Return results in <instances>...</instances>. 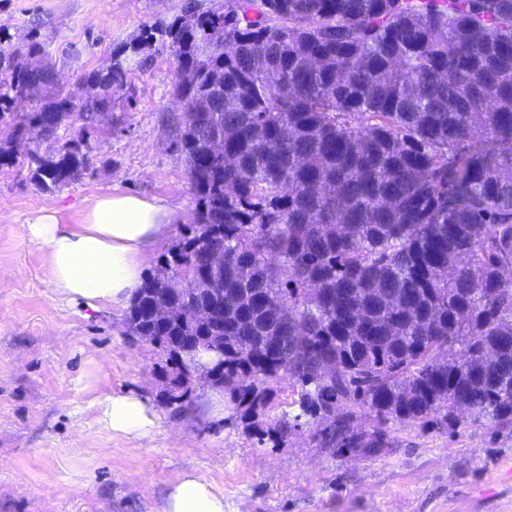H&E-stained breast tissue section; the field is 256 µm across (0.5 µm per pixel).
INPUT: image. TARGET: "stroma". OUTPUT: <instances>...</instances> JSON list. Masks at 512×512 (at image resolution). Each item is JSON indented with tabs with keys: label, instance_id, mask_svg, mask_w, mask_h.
I'll list each match as a JSON object with an SVG mask.
<instances>
[{
	"label": "stroma",
	"instance_id": "35a3bbf8",
	"mask_svg": "<svg viewBox=\"0 0 512 512\" xmlns=\"http://www.w3.org/2000/svg\"><path fill=\"white\" fill-rule=\"evenodd\" d=\"M190 0H0L10 48L36 36L61 86L108 66L144 26L171 20ZM173 58L161 49L133 64L112 126L94 136L93 165L46 192L0 166V512H161L168 484L185 472L224 494V512H512V428L430 421L390 424L377 455L322 448L306 420L280 444L259 442L243 423L206 414L210 388L195 386L178 410L162 397V354L131 332L126 310L71 307L49 286V254L28 220L53 208L79 223L98 197L126 192L167 198L181 216L147 259L190 224L196 196L168 123ZM136 391L162 416L137 442L103 430L93 396Z\"/></svg>",
	"mask_w": 512,
	"mask_h": 512
}]
</instances>
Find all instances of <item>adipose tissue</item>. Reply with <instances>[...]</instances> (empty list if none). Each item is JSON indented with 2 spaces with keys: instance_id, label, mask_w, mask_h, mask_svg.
Wrapping results in <instances>:
<instances>
[{
  "instance_id": "1",
  "label": "adipose tissue",
  "mask_w": 512,
  "mask_h": 512,
  "mask_svg": "<svg viewBox=\"0 0 512 512\" xmlns=\"http://www.w3.org/2000/svg\"><path fill=\"white\" fill-rule=\"evenodd\" d=\"M178 218L177 207L167 199L111 193L97 198L80 223H61L56 210L45 209L28 222L27 231L48 247L55 294L66 304L97 310L133 300L147 258ZM93 405L103 429L132 441L160 425L156 407L135 392L98 397ZM161 512H224V496L187 472L168 485Z\"/></svg>"
}]
</instances>
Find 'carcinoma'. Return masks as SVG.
Returning <instances> with one entry per match:
<instances>
[{
	"instance_id": "cac0c4a2",
	"label": "carcinoma",
	"mask_w": 512,
	"mask_h": 512,
	"mask_svg": "<svg viewBox=\"0 0 512 512\" xmlns=\"http://www.w3.org/2000/svg\"><path fill=\"white\" fill-rule=\"evenodd\" d=\"M159 42L197 205L127 321L168 353L181 393L166 402L184 409L186 373L209 367L248 420L286 376L336 453H379L388 424L430 417L512 427V0L186 7L81 77L84 99L38 42L0 47V165L23 157L42 191L78 180L128 61ZM187 302L219 324L183 316Z\"/></svg>"
}]
</instances>
